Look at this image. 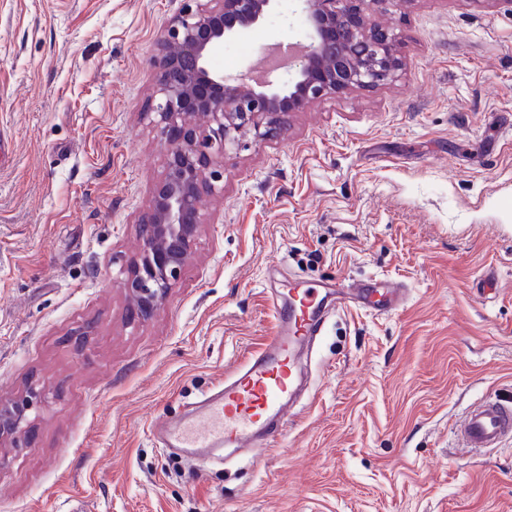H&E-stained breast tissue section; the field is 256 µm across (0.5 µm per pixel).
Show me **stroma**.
I'll return each mask as SVG.
<instances>
[{
  "label": "stroma",
  "instance_id": "obj_1",
  "mask_svg": "<svg viewBox=\"0 0 512 512\" xmlns=\"http://www.w3.org/2000/svg\"><path fill=\"white\" fill-rule=\"evenodd\" d=\"M182 0H0V403L42 390L0 443V512H512V442L452 431L512 398V0H366L395 78L313 102L224 158L194 253L130 324L120 286L164 176L158 42ZM225 42V75L306 41L299 0ZM384 278L393 313H334L274 448L195 466L181 417L270 336L277 279Z\"/></svg>",
  "mask_w": 512,
  "mask_h": 512
}]
</instances>
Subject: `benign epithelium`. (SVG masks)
Here are the masks:
<instances>
[{"label": "benign epithelium", "instance_id": "1", "mask_svg": "<svg viewBox=\"0 0 512 512\" xmlns=\"http://www.w3.org/2000/svg\"><path fill=\"white\" fill-rule=\"evenodd\" d=\"M276 0H184L161 36L153 123L165 175L142 216V245L121 288L135 320L164 305L191 258L202 225L201 202L224 180V156L251 137H275L294 112L314 101L392 79L398 36L370 27L365 0H299L310 44L256 78L226 77L212 66L224 41L264 22ZM41 391L0 408V439L27 432Z\"/></svg>", "mask_w": 512, "mask_h": 512}]
</instances>
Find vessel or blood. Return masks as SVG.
<instances>
[{
  "label": "vessel or blood",
  "instance_id": "obj_1",
  "mask_svg": "<svg viewBox=\"0 0 512 512\" xmlns=\"http://www.w3.org/2000/svg\"><path fill=\"white\" fill-rule=\"evenodd\" d=\"M404 303V288L386 280L289 281L267 298L273 332L262 348L196 412L176 422L152 424V434L162 447L177 449L189 459L208 448L271 447L277 433L268 430V422L288 424L287 402L301 373L296 351L320 334L329 314L356 305L387 313ZM454 433L463 447L474 451L499 447L512 438V401L483 399L470 407Z\"/></svg>",
  "mask_w": 512,
  "mask_h": 512
}]
</instances>
